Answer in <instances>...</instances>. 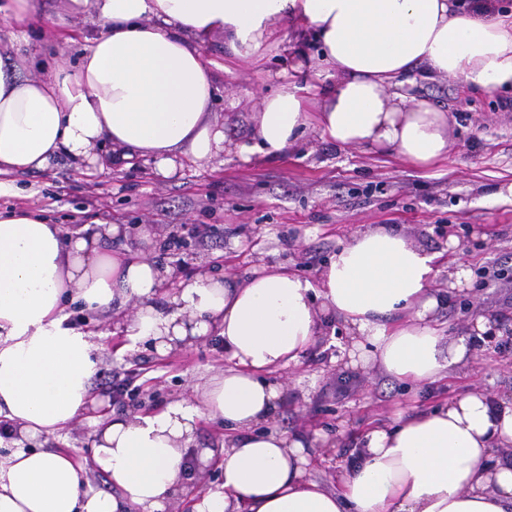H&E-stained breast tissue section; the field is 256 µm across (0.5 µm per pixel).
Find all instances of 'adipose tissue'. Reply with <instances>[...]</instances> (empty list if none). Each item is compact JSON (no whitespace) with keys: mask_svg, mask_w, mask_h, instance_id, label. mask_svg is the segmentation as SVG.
Listing matches in <instances>:
<instances>
[{"mask_svg":"<svg viewBox=\"0 0 512 512\" xmlns=\"http://www.w3.org/2000/svg\"><path fill=\"white\" fill-rule=\"evenodd\" d=\"M37 0H0L19 52L0 56V196L10 174L45 170L60 155L94 163L103 144L115 161H153L169 173L178 157L209 161L224 151L208 120L215 94L203 48L224 35L234 56L253 57L276 25L322 46L340 76L309 103L295 81L264 98L257 142L242 156L276 155L309 123L339 146L366 145L423 168L448 152V114L403 78L460 79L486 93L512 86V16L460 12L452 0H62L55 35L91 14L77 63L33 75L23 51ZM119 226L49 223L26 208L0 210V432L62 437L93 403L95 333L69 324L67 299L89 314L133 306L120 334L153 340L166 354L219 337L232 365L212 376L197 403L176 401L132 417L96 421L93 465L111 491L94 490L67 451L17 447L0 455V512H165L190 498L192 512H512V400L469 393L369 431L335 488L312 479L300 437L269 425L279 397L268 373L296 363L321 331L343 320L355 350L389 376L431 384L465 356L430 320L441 298L437 257L401 230L358 232L329 260L320 286L282 269L236 283L202 272L155 300L169 268L134 252L104 250ZM237 432L196 447L202 417ZM217 463L219 481L196 489Z\"/></svg>","mask_w":512,"mask_h":512,"instance_id":"adipose-tissue-1","label":"adipose tissue"}]
</instances>
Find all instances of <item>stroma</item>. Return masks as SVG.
<instances>
[{"instance_id":"obj_1","label":"stroma","mask_w":512,"mask_h":512,"mask_svg":"<svg viewBox=\"0 0 512 512\" xmlns=\"http://www.w3.org/2000/svg\"><path fill=\"white\" fill-rule=\"evenodd\" d=\"M293 37L290 25H281L256 61L232 57L223 35L206 44V59L221 67L209 118L224 127L223 155L206 163L180 159L164 177L141 159L111 165L106 144L101 165L61 157L47 170L15 176L16 192L0 197V209L36 208L67 230L94 220L119 225L120 237L106 241V250L131 248L173 268L177 280L205 271L243 282L282 267L316 284L341 244L382 224L439 254L436 289H445L455 260L465 259L473 271L469 289L447 294L434 314L449 342L467 346L461 366L441 384L402 383L376 364L354 361L337 319L323 325L299 364L270 373L280 389L274 425L331 440L309 459L312 475L327 482L337 465L356 459L368 430L390 425L398 413L426 411L468 391L512 398V89L475 92L453 77L422 83L420 97L450 117L448 153L428 168L365 146H337L312 127L283 154L243 160L236 147L254 143L262 100L278 89L279 74L301 72L304 86L322 80L310 66L317 44L290 52ZM68 311L75 325L103 333L92 377L97 403L65 438L32 445L68 449L87 465L92 488L105 491L106 476L91 467L94 418L193 401L195 388L230 360L213 337L162 356L152 341L108 335V321H96L81 303H69ZM481 316L497 322L495 342L470 336Z\"/></svg>"}]
</instances>
